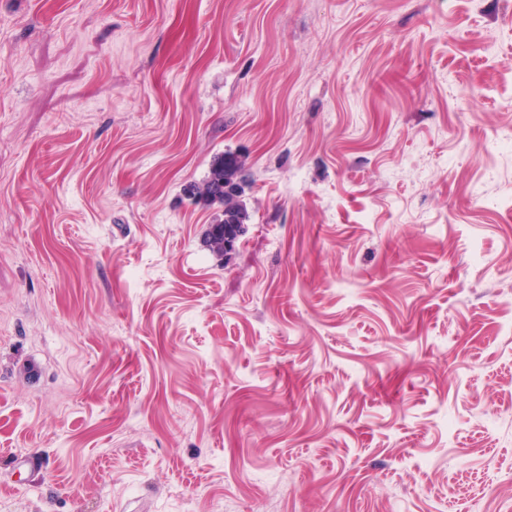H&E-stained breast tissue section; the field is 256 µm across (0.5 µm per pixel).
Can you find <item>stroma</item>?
I'll list each match as a JSON object with an SVG mask.
<instances>
[{"label":"stroma","instance_id":"obj_1","mask_svg":"<svg viewBox=\"0 0 512 512\" xmlns=\"http://www.w3.org/2000/svg\"><path fill=\"white\" fill-rule=\"evenodd\" d=\"M511 129L512 0H0V501L512 512ZM238 170L232 160L218 159L212 165L210 175L201 183L187 186L184 191L192 198H202L210 203L224 205V186L235 183ZM242 226L231 225L223 230L224 219L217 224H211L207 233V243L211 251L219 257L224 254L232 255L241 236Z\"/></svg>","mask_w":512,"mask_h":512}]
</instances>
